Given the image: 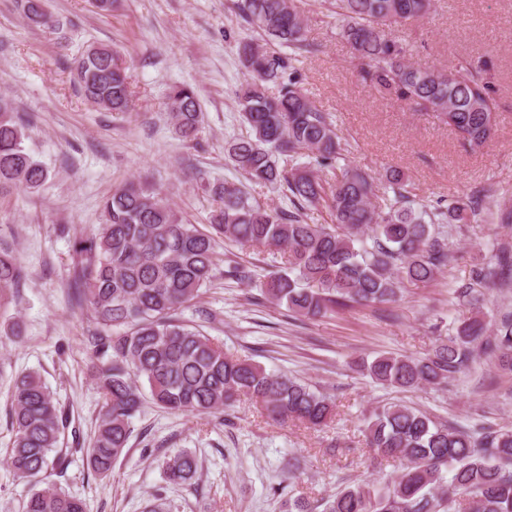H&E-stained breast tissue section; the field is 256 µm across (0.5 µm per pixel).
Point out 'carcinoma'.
Returning a JSON list of instances; mask_svg holds the SVG:
<instances>
[{"instance_id":"cac0c4a2","label":"carcinoma","mask_w":512,"mask_h":512,"mask_svg":"<svg viewBox=\"0 0 512 512\" xmlns=\"http://www.w3.org/2000/svg\"><path fill=\"white\" fill-rule=\"evenodd\" d=\"M48 2L19 0V7L32 26L64 27ZM317 2L336 16L338 35L359 61L364 81L416 112L433 113L470 149L488 143L498 112L495 87L485 76L488 61L420 67L393 37L395 26L427 16L436 0ZM237 8L261 38L239 48L250 76L238 93L246 134L225 142L224 154L248 180L286 189L293 209L261 204L235 181L209 182L205 189L216 207L203 230L141 182H126L103 199L101 231L73 255L77 301L97 326L90 376L102 413L83 452L87 467L100 477L127 453L146 388L152 402L170 413L221 414L245 398L278 423L317 428L336 415L335 403L309 384L228 354L180 320V308L214 278L220 239L246 249H275L282 266L267 276L263 293L296 315L318 318L337 307L395 302L405 284L435 280L448 264L435 225L469 224L479 208L473 196L428 212L414 205L403 171H389L380 189L359 169L339 165L336 124L299 86L294 61L313 53L315 44L294 0H238ZM121 60L117 48L96 44L70 65L86 100L108 112L131 107ZM165 108L178 137L195 139L202 114L196 89L172 86ZM26 138L25 125L0 97V196L36 190L48 177ZM280 155L308 161L286 170L278 165ZM317 166L333 176L321 178ZM319 206L331 223L307 221L306 210ZM506 266L512 267V256L505 251L495 267L474 265L458 297L479 300ZM19 277L12 251L0 246V291L16 287ZM478 352L512 372V312L502 313L491 329L478 313L457 321L453 334L436 340L424 357L379 353L358 367L385 387L438 388L464 373ZM10 411L13 473L39 483L49 467L64 469L61 444L69 412L40 374L15 379ZM363 434L375 456L398 459L403 470L392 482L344 486L322 500V512H512L511 430L451 426L397 401L375 409ZM198 471L189 451L164 463L166 481L176 486L191 484ZM24 512H86V505L48 484L29 495Z\"/></svg>"}]
</instances>
